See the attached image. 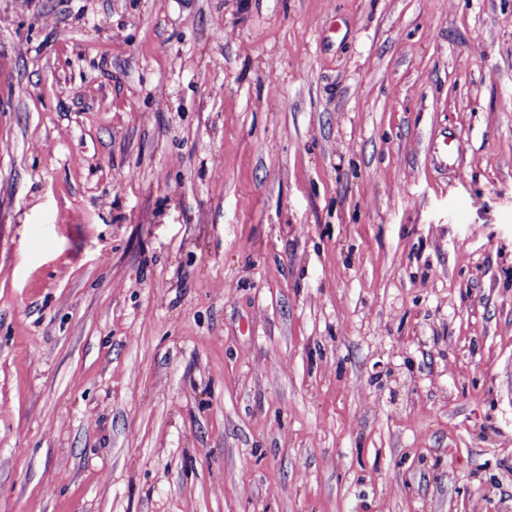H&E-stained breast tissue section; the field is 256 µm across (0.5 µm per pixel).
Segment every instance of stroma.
<instances>
[{
  "mask_svg": "<svg viewBox=\"0 0 512 512\" xmlns=\"http://www.w3.org/2000/svg\"><path fill=\"white\" fill-rule=\"evenodd\" d=\"M0 512H512V0H0Z\"/></svg>",
  "mask_w": 512,
  "mask_h": 512,
  "instance_id": "1",
  "label": "stroma"
}]
</instances>
